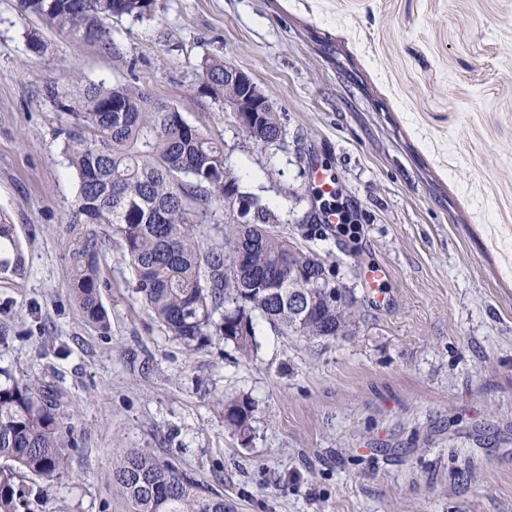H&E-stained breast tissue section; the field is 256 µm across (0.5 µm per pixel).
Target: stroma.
<instances>
[{
    "label": "stroma",
    "instance_id": "35a3bbf8",
    "mask_svg": "<svg viewBox=\"0 0 512 512\" xmlns=\"http://www.w3.org/2000/svg\"><path fill=\"white\" fill-rule=\"evenodd\" d=\"M108 26L105 51L0 0V369L58 386L76 439L68 477L21 512H130L112 482L130 448L236 512H512V0H156ZM213 57L271 98L280 143L254 144L205 91ZM71 67L223 139L280 233L354 291L346 335L263 323L248 360L218 336L186 348L112 243L110 333L87 323L64 259L76 178L57 132L73 119L42 92ZM315 146L356 231L302 221L324 205ZM369 265L389 270L385 306ZM242 395L246 445L224 424ZM387 270L381 267L372 266L368 268L363 276L364 287L371 294V298L375 304L381 306L385 301L384 288L387 280Z\"/></svg>",
    "mask_w": 512,
    "mask_h": 512
}]
</instances>
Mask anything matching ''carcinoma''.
Masks as SVG:
<instances>
[{"label": "carcinoma", "instance_id": "cac0c4a2", "mask_svg": "<svg viewBox=\"0 0 512 512\" xmlns=\"http://www.w3.org/2000/svg\"><path fill=\"white\" fill-rule=\"evenodd\" d=\"M22 9L66 31L79 43L112 48L113 16L150 18L156 0H19ZM224 61L203 63L205 87L224 93ZM57 109L73 117L63 131L64 153L76 176L65 258L68 290L84 318L105 336L102 304L108 283L100 274L106 225L133 274V288L155 321L185 346L220 336L249 358L262 321L300 338L345 335L351 320L336 300L333 271L277 230L271 208L254 197L243 221L224 198V179L240 188L224 141L188 124L171 104L132 84L108 87L73 70L43 85ZM279 113L254 142L278 134ZM215 230L211 236L207 227ZM314 283L291 288L295 276ZM56 387L31 379L0 383V512H19L25 492L20 472L52 485L68 469L74 426L61 412ZM254 403L224 402V422L244 443L251 437ZM112 478L131 512H234L224 495L200 485L171 462L137 449L119 455Z\"/></svg>", "mask_w": 512, "mask_h": 512}]
</instances>
